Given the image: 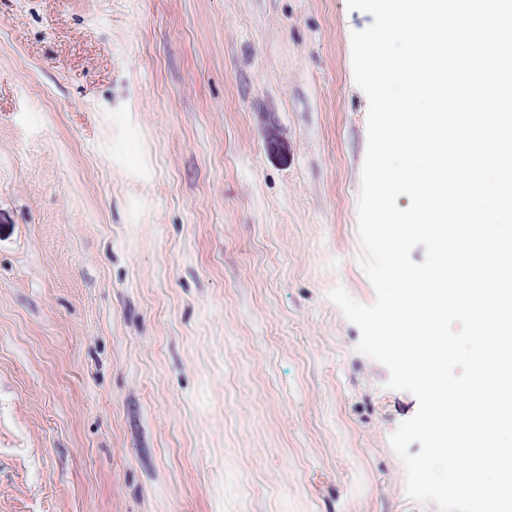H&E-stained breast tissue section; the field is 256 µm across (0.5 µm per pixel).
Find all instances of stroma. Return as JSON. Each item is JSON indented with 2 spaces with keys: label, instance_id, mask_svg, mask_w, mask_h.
<instances>
[{
  "label": "stroma",
  "instance_id": "35a3bbf8",
  "mask_svg": "<svg viewBox=\"0 0 512 512\" xmlns=\"http://www.w3.org/2000/svg\"><path fill=\"white\" fill-rule=\"evenodd\" d=\"M346 0H0V512H439L328 297L369 101Z\"/></svg>",
  "mask_w": 512,
  "mask_h": 512
}]
</instances>
